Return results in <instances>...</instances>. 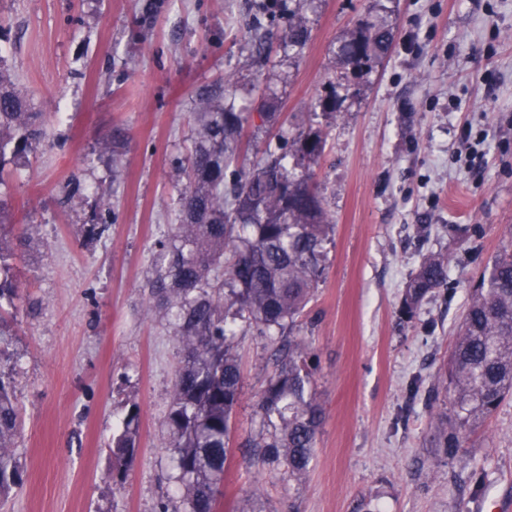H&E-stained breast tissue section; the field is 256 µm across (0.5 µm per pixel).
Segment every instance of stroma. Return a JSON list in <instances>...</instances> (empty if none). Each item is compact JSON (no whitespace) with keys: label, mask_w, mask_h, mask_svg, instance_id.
<instances>
[{"label":"stroma","mask_w":512,"mask_h":512,"mask_svg":"<svg viewBox=\"0 0 512 512\" xmlns=\"http://www.w3.org/2000/svg\"><path fill=\"white\" fill-rule=\"evenodd\" d=\"M0 0V58L46 138L7 166L0 200L25 231L24 295L0 337L24 430L22 484L0 512H185L164 418L180 348L142 286L177 222V167L197 137L200 89L234 83L242 152L294 148L362 19L390 55L351 77L314 164L335 232L293 333L314 360L324 422L307 475L245 448L271 343L238 328L242 396L218 512H487L512 497V396L449 453L448 356L469 292L512 240V0ZM302 18L308 41L284 45ZM278 102L260 119L263 94ZM125 139L105 152L113 130ZM97 234H88L89 225ZM430 256L448 285L413 311L405 286ZM140 410L135 466L108 444Z\"/></svg>","instance_id":"stroma-1"}]
</instances>
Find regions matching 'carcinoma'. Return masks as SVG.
<instances>
[{
  "label": "carcinoma",
  "mask_w": 512,
  "mask_h": 512,
  "mask_svg": "<svg viewBox=\"0 0 512 512\" xmlns=\"http://www.w3.org/2000/svg\"><path fill=\"white\" fill-rule=\"evenodd\" d=\"M308 30L288 22L281 42L302 45ZM393 29L360 20L338 47L342 69L371 71L392 47ZM233 86L199 94L198 137L182 166L179 223L153 253L152 277L143 285L166 310L183 355L165 425L173 448L175 481L186 512H215L224 478L231 420L242 376L233 352L235 325L255 326L275 344L274 367L257 402L268 437L263 460L297 480L310 467L323 410L312 392L308 347L289 335L323 275L325 244L334 229L311 165L328 133L312 126L297 133L293 156L266 147L241 166L229 185L224 170L241 159L248 116L228 108ZM44 113L30 111L0 58V167L21 158L44 138ZM17 239L0 206V312L19 298L13 274ZM448 285V259H425L407 283L410 314L429 293ZM452 435L446 448L463 447L466 435L512 394V250L502 251L472 289L448 361ZM139 410L132 408L108 447L121 476L137 452ZM23 417L12 383L0 372V499L20 483L13 448Z\"/></svg>",
  "instance_id": "carcinoma-1"
}]
</instances>
